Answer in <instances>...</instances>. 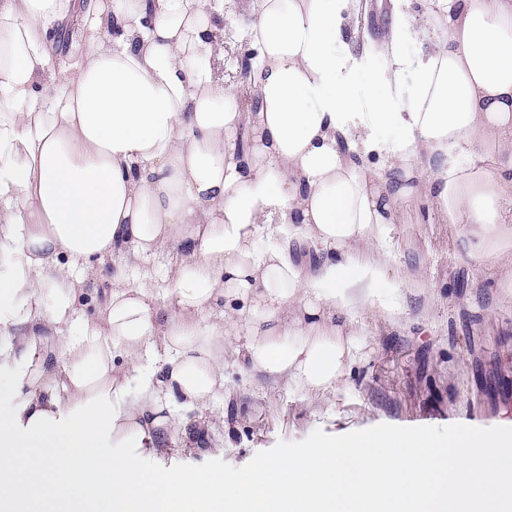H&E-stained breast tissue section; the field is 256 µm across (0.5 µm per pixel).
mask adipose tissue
<instances>
[{"instance_id":"1","label":"adipose tissue","mask_w":512,"mask_h":512,"mask_svg":"<svg viewBox=\"0 0 512 512\" xmlns=\"http://www.w3.org/2000/svg\"><path fill=\"white\" fill-rule=\"evenodd\" d=\"M358 8L248 0L257 54L236 86L224 0H0V512H37L42 490L57 512H512L509 432L439 453L426 436L318 443L230 482L164 465L169 428L193 439L224 393L226 310L252 369L325 390L354 356L335 317L400 314L375 284L401 203L469 225L471 249L512 248V0H399L361 50ZM272 224L287 236L257 250ZM167 248L153 305L130 262ZM87 267L111 285L99 323L76 309Z\"/></svg>"}]
</instances>
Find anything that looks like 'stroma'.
Wrapping results in <instances>:
<instances>
[{"label":"stroma","mask_w":512,"mask_h":512,"mask_svg":"<svg viewBox=\"0 0 512 512\" xmlns=\"http://www.w3.org/2000/svg\"><path fill=\"white\" fill-rule=\"evenodd\" d=\"M353 38L389 31L392 0H364ZM235 0L224 9V78L235 82L252 48ZM468 225L445 224L424 201L402 206L384 248L380 291L400 289L397 323L369 309L351 318L356 359L341 381L312 395L256 373L245 333L224 339V395L202 444L182 446L171 431L174 470L231 480L259 460H286L315 443L392 433L442 436L459 425L488 434L512 430V297L497 278L500 258L469 252Z\"/></svg>","instance_id":"stroma-1"}]
</instances>
